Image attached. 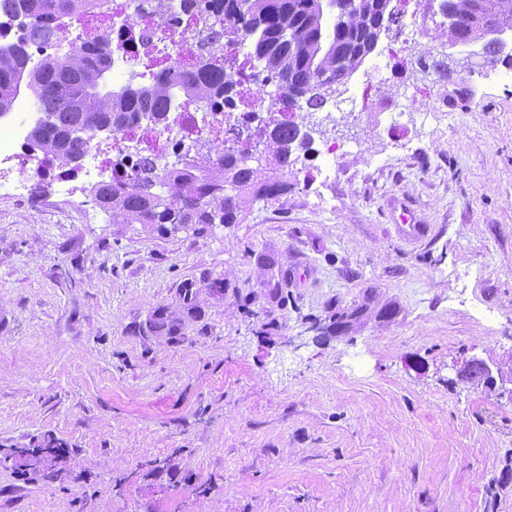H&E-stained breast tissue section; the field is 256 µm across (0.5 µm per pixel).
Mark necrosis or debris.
Here are the masks:
<instances>
[{
	"instance_id": "4bbe7bcc",
	"label": "necrosis or debris",
	"mask_w": 512,
	"mask_h": 512,
	"mask_svg": "<svg viewBox=\"0 0 512 512\" xmlns=\"http://www.w3.org/2000/svg\"><path fill=\"white\" fill-rule=\"evenodd\" d=\"M134 0H111L108 16L87 10L69 15L65 25L44 18L40 26L27 25L12 12H0V38L22 44L30 58L44 56L56 42L76 45H103L114 59L127 62L123 74L134 80L138 71L133 62L147 60L149 80H156L161 67L153 66L163 57V67H175L201 74L208 66L212 43L223 42L224 30L206 9L204 0H143L144 10L137 25L124 22ZM39 111L22 112L0 129V193L29 198L37 187L51 183L63 196L91 190L102 183L132 184L144 160L192 156L209 140H224L226 148H239L237 140L226 138L229 127H246L253 121L247 112L224 107L200 110L195 101H186L179 112L159 124L134 122L113 131L106 141L91 140L84 148L79 168L59 165L52 155L32 150L28 144L30 127Z\"/></svg>"
}]
</instances>
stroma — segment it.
Here are the masks:
<instances>
[{"label":"stroma","instance_id":"1","mask_svg":"<svg viewBox=\"0 0 512 512\" xmlns=\"http://www.w3.org/2000/svg\"><path fill=\"white\" fill-rule=\"evenodd\" d=\"M438 10L405 57L381 32L338 87L367 110L302 120L307 178L240 223L0 196V450L70 448L55 480L0 466V512H512V395L460 375L512 370V70L464 69Z\"/></svg>","mask_w":512,"mask_h":512}]
</instances>
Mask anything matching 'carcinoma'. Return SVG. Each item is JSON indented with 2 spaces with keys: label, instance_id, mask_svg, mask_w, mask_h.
Listing matches in <instances>:
<instances>
[{
  "label": "carcinoma",
  "instance_id": "carcinoma-1",
  "mask_svg": "<svg viewBox=\"0 0 512 512\" xmlns=\"http://www.w3.org/2000/svg\"><path fill=\"white\" fill-rule=\"evenodd\" d=\"M106 0H0V7L21 12L37 25L46 15L66 17ZM209 11L224 26L228 42L250 43L251 62L263 66L276 89L288 91L292 105L319 107L331 96L322 78L341 84L362 63L360 42L369 29L395 22L387 0H208ZM448 11V35L454 44L481 40L512 15V0H442ZM488 60L512 68V52L495 41L484 42ZM112 68V54L94 46H75L63 57L31 64L24 47L0 44V117L12 110L21 84L33 91L46 115L32 127L31 148L53 154L68 166L97 132L120 128L140 118L167 119L180 98L218 100L242 84L244 71L224 59L208 79L171 69L154 84L127 85L112 93L98 91L100 74ZM265 152V164L247 163L251 148L238 152L206 151L192 165L164 174L153 163L142 168L132 187L121 183L94 191L114 224H236L247 202L276 199L292 187L288 168L295 144L307 134L297 126L281 129L266 122L248 130Z\"/></svg>",
  "mask_w": 512,
  "mask_h": 512
}]
</instances>
